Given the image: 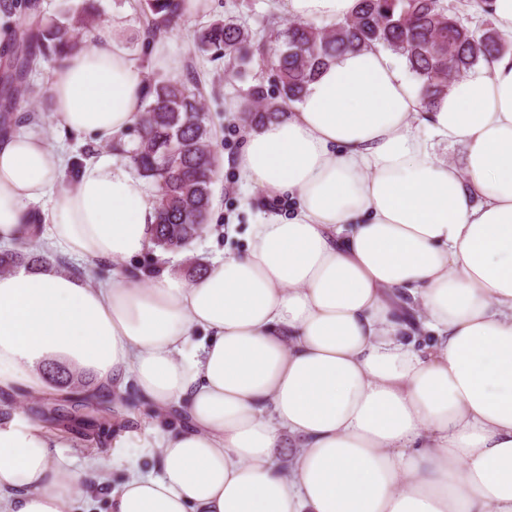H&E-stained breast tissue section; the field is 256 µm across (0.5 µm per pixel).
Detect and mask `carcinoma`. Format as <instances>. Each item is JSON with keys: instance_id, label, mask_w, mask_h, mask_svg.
<instances>
[{"instance_id": "cac0c4a2", "label": "carcinoma", "mask_w": 512, "mask_h": 512, "mask_svg": "<svg viewBox=\"0 0 512 512\" xmlns=\"http://www.w3.org/2000/svg\"><path fill=\"white\" fill-rule=\"evenodd\" d=\"M24 18L9 29L7 48L0 52V138L36 118L27 112V77L38 58L62 57L87 46L98 31L95 0H78L60 15L47 16L40 0H0V10L15 6ZM484 16L472 21L468 10L446 0H359L355 16L329 27L300 23L269 30L266 40L232 19H216L196 31L198 50L224 59L226 71L242 79L256 72L259 83L250 90L251 101L236 116L243 127L263 125L283 118L289 105L301 99L320 69L348 51L382 47L402 58L408 74L418 83L427 103L444 96L453 80L468 74L494 54L512 51V36L500 32L490 21V4H473ZM188 0H140L146 33L156 37L170 31L186 14ZM80 32L67 37L68 30ZM192 80L160 78L145 83L144 108L136 125L118 140L112 151L124 158L136 174L155 187L158 214L152 245L163 251L186 248L208 224L213 207L212 185L220 161L211 148L212 128ZM40 232V223L25 225L14 248L0 251V274L20 265H35L43 259L30 247ZM48 374L70 390L81 422L106 421L114 407L106 400L84 395L82 376L57 366ZM128 414L145 405L136 392L115 396ZM34 416L49 428H74L58 409L39 408Z\"/></svg>"}]
</instances>
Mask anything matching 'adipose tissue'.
I'll use <instances>...</instances> for the list:
<instances>
[{
  "label": "adipose tissue",
  "mask_w": 512,
  "mask_h": 512,
  "mask_svg": "<svg viewBox=\"0 0 512 512\" xmlns=\"http://www.w3.org/2000/svg\"><path fill=\"white\" fill-rule=\"evenodd\" d=\"M357 3L281 9L328 25ZM47 94L57 126L107 142L137 123L144 84L102 32ZM437 139L459 156L439 158ZM237 166L294 213L254 225L244 253L193 284L160 267L97 285L88 268L0 275V391L46 393L55 362L166 419L79 460L5 409L0 512H68L109 470L126 473L111 512H512V53L431 106L389 51L346 53L286 117L247 131ZM66 172L46 138L0 141V244L46 198L57 255L143 253L157 221L145 179L104 158Z\"/></svg>",
  "instance_id": "obj_1"
}]
</instances>
